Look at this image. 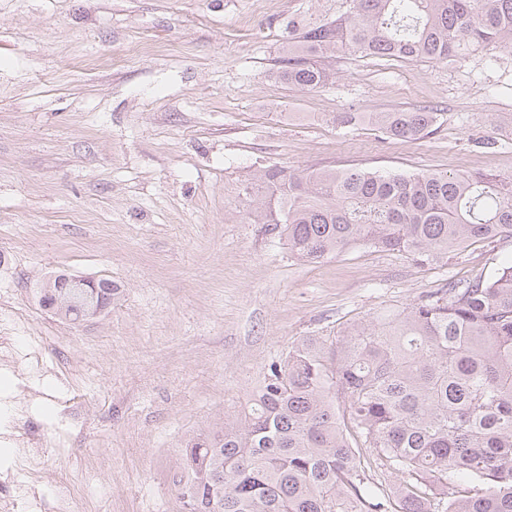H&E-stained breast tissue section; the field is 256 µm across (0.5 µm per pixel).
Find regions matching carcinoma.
Instances as JSON below:
<instances>
[{
    "label": "carcinoma",
    "mask_w": 512,
    "mask_h": 512,
    "mask_svg": "<svg viewBox=\"0 0 512 512\" xmlns=\"http://www.w3.org/2000/svg\"><path fill=\"white\" fill-rule=\"evenodd\" d=\"M336 18L288 21L278 77L310 92L339 54L452 63L512 46V0H345ZM442 113L344 112L416 141ZM256 224L316 263L366 244L434 264L468 241L512 237V177L311 173L272 165L246 186ZM183 512H512V260L450 282L331 349L316 336L271 363L244 418L185 445ZM376 469L394 479L364 488Z\"/></svg>",
    "instance_id": "obj_1"
}]
</instances>
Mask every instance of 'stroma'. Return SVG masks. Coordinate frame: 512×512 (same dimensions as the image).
Wrapping results in <instances>:
<instances>
[{
	"label": "stroma",
	"instance_id": "obj_1",
	"mask_svg": "<svg viewBox=\"0 0 512 512\" xmlns=\"http://www.w3.org/2000/svg\"><path fill=\"white\" fill-rule=\"evenodd\" d=\"M344 0H0V332L39 337L42 395L0 370V426L27 406L76 512H181L184 440L247 409L297 341L491 276L512 237L420 265L351 247L316 264L248 216L249 173L352 167L512 176V48L453 64L357 54L302 92L276 75L290 19ZM429 107L427 138L342 112ZM112 280L105 314L61 321L38 288Z\"/></svg>",
	"mask_w": 512,
	"mask_h": 512
}]
</instances>
